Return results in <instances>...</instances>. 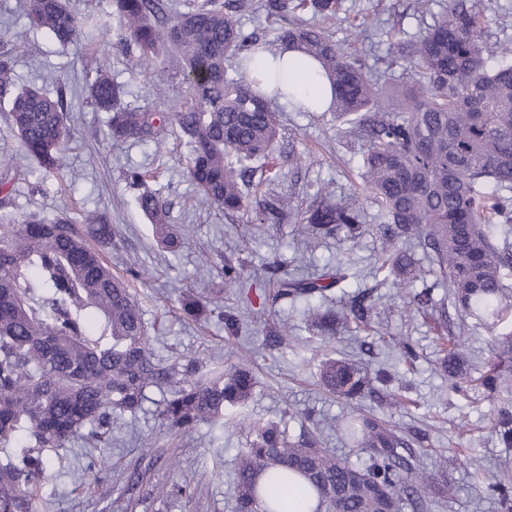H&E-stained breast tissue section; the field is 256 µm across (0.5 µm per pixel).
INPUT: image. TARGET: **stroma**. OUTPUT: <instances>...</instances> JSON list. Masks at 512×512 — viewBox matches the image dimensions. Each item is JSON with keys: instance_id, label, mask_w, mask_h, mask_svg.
I'll use <instances>...</instances> for the list:
<instances>
[{"instance_id": "1", "label": "stroma", "mask_w": 512, "mask_h": 512, "mask_svg": "<svg viewBox=\"0 0 512 512\" xmlns=\"http://www.w3.org/2000/svg\"><path fill=\"white\" fill-rule=\"evenodd\" d=\"M22 2L0 0V51L13 49L18 86L52 94L65 88L72 143L63 171L43 173L25 156L10 125L9 105L0 102V158L18 169L9 186L14 218L35 212L61 214L79 227L88 212L102 214L112 226V243L102 251L107 263L121 274L130 262L138 264L140 276L131 286L147 325L161 327L151 341L158 362L196 357L245 364L255 377L250 412L273 421L289 419L295 435L301 422L294 412L310 413L322 428V447L357 466L365 465L367 452L341 441L333 426L356 407L377 413L402 430L417 463L445 485V493L434 496L428 512H498L484 484L493 474L512 477V448L501 445L491 421L500 408L512 406V388L492 392L481 379L490 364L506 357L512 325L489 329L447 303L448 289L435 287L436 268L422 248L414 250L421 273L408 286L396 288L378 272V258L392 245L379 229L376 204L362 189L360 146L337 137L335 112H297L279 105V153L302 154L304 162L298 168L282 167L275 189L290 196L302 212L321 187L331 186L337 197L363 207L364 232L351 244L335 237L313 244L298 235L291 218L256 232L253 215H227L199 204L186 169L188 148L174 134H165L157 145H116L104 139L106 113L95 111L80 93L90 57H97L125 83L124 101L132 106L172 112L185 90L175 66L144 70L122 54L109 0H70L74 11L99 17L103 26L95 41L79 39L65 46L30 25ZM353 2L367 22L415 35L432 23L447 0H432L430 13L424 15L416 12L415 0ZM332 34L337 43L353 45L371 75H382L387 46L377 36L369 31L354 35L344 23L335 25ZM159 85L168 86L167 99L156 96ZM130 168L152 172L148 186L167 203L169 222L180 240L176 251L158 245L137 206V189L124 179ZM330 258L348 259L354 272L332 290L335 307L345 306L357 294L368 295L373 333L351 325L328 339L307 324V302L271 299L260 304L259 293L273 289L269 261H279L281 270L314 277ZM228 263L241 268L245 289L211 304L199 321L183 318L177 296L187 290L211 296L223 288ZM430 285L463 343L467 391H455L440 370L433 323L414 310V294ZM229 315L240 320L238 332L226 328ZM283 321L292 329L290 346L266 348L267 328ZM381 332L405 337L412 355L379 341ZM328 357L350 358L370 374L388 372L389 391L409 399L408 408H387L373 396L356 406L337 400L318 384V365ZM162 399V392L150 390L136 416L114 421L108 441L88 436L44 449L49 469L20 512H233L235 456L246 445L244 436L220 423L201 426L189 436L168 430L157 417ZM174 482L187 486L188 495H159L160 487Z\"/></svg>"}]
</instances>
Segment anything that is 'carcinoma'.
I'll use <instances>...</instances> for the list:
<instances>
[{
  "label": "carcinoma",
  "mask_w": 512,
  "mask_h": 512,
  "mask_svg": "<svg viewBox=\"0 0 512 512\" xmlns=\"http://www.w3.org/2000/svg\"><path fill=\"white\" fill-rule=\"evenodd\" d=\"M121 28L119 40L134 45L137 65L155 67L175 56L186 84L179 109L148 112L122 103L125 85L106 66L96 64L87 98L110 113L107 137L115 144L160 142L167 127L178 126L190 147L189 178L200 201L226 214L250 210V190L272 182V168L254 162L271 153L279 130L278 113L260 82H238L227 65L247 72L253 34L238 15L251 0H111ZM264 19L279 25L276 42L318 61L333 83L331 108L362 142L366 190L377 203L381 227L390 240H416L437 266L435 285L463 312L496 328L512 318L506 280L512 278V244L498 235L512 224V49L483 37L495 22L480 0H448V7L418 36L391 43L387 68L409 73L387 86L375 81L365 64L346 52L321 26L288 21L310 10L322 22L347 20L342 0H260ZM33 26L66 45L94 24L80 18L69 0H26ZM498 58L489 71L485 60ZM398 100L384 108L385 98ZM9 103V120L25 152L48 173L66 165L70 139L63 95L17 88L13 59L0 52V102ZM257 203L261 221L276 224L294 215L292 201L274 190ZM157 238L167 248L178 243L168 208L157 192L139 195ZM0 198V443L19 439L13 460L0 466V512H16L18 498L44 476L46 461L37 449L59 447L112 428V417L140 411L151 388L170 387L158 416L184 434L224 420V427L246 435L236 456L234 512H278L274 490L295 476L316 494L310 512H424L433 478L399 449L408 447L400 430L374 414L341 420L347 442L369 452L359 468L319 446L313 431L293 437L277 422L243 412L255 385L241 366H215L201 373L196 359L161 368L154 363L151 336L138 301L102 257L112 242L105 216L90 212L80 231L62 216L37 213L12 218ZM364 211L318 194L297 224L312 238H358ZM400 284L413 264L404 252L382 258ZM339 259L312 278L277 280L274 298L317 297L345 281ZM189 317L206 301L191 292L179 299ZM324 336L336 334V321L368 322L364 308L310 314ZM441 365L456 375L462 346L447 321L439 323ZM321 384L337 398L353 401L368 393L370 380L347 358L319 364ZM495 431L512 447V409L502 408ZM266 481L259 483V477ZM487 494L499 512H512V483L491 477Z\"/></svg>",
  "instance_id": "1"
}]
</instances>
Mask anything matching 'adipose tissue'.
I'll list each match as a JSON object with an SVG mask.
<instances>
[{"label":"adipose tissue","mask_w":512,"mask_h":512,"mask_svg":"<svg viewBox=\"0 0 512 512\" xmlns=\"http://www.w3.org/2000/svg\"><path fill=\"white\" fill-rule=\"evenodd\" d=\"M251 74H275L281 81L283 93L279 100L285 105L305 102L314 112L325 111L331 101V84L327 77L318 73V65L301 52L279 48L269 50L256 46L252 51Z\"/></svg>","instance_id":"1"}]
</instances>
